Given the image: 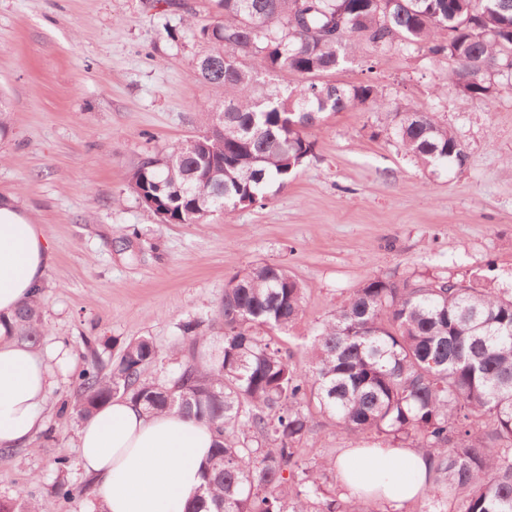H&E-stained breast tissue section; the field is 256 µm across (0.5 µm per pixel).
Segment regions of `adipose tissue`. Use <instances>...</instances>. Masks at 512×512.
Returning a JSON list of instances; mask_svg holds the SVG:
<instances>
[{
    "mask_svg": "<svg viewBox=\"0 0 512 512\" xmlns=\"http://www.w3.org/2000/svg\"><path fill=\"white\" fill-rule=\"evenodd\" d=\"M50 262L40 225L0 201V316L30 301ZM62 349L41 353L0 334V447L30 443L55 385ZM213 431L173 412L148 413L115 398L78 431L80 464L96 484L102 512H186L206 484ZM429 460L417 448H349L336 459L341 485L399 512L425 489Z\"/></svg>",
    "mask_w": 512,
    "mask_h": 512,
    "instance_id": "adipose-tissue-1",
    "label": "adipose tissue"
}]
</instances>
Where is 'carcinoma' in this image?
<instances>
[{
    "label": "carcinoma",
    "mask_w": 512,
    "mask_h": 512,
    "mask_svg": "<svg viewBox=\"0 0 512 512\" xmlns=\"http://www.w3.org/2000/svg\"><path fill=\"white\" fill-rule=\"evenodd\" d=\"M213 9L192 29L209 46L194 64L203 84L223 88L224 120L206 113L197 142L147 153L126 174L167 224H203L267 199L313 155L306 130L352 109L391 112L389 136L418 165L465 167L456 134L431 113L403 109L370 84L316 80L360 41L422 45L448 59L451 77L438 89L463 100L512 87V0H213ZM266 72L313 81L272 87ZM305 291L286 266L253 265L225 285L215 317L180 325L173 370L146 378L161 351L148 337L131 339L109 373L93 360L78 374L62 410L87 420L123 396L207 424L216 442L191 512H375L336 498L333 459L307 447L315 412L353 447L374 434L423 449L424 512H512V293L434 276L371 278L317 323L303 365L285 337L304 315ZM40 308L36 298L0 326L34 343ZM0 512L37 509L1 500Z\"/></svg>",
    "instance_id": "1"
}]
</instances>
